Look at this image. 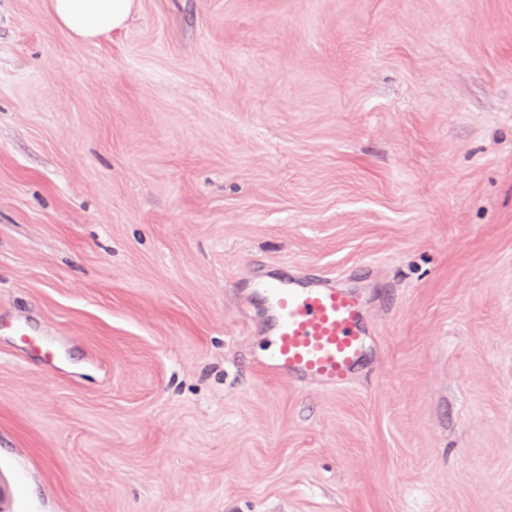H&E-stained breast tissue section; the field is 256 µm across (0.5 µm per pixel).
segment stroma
<instances>
[{"instance_id": "1", "label": "stroma", "mask_w": 512, "mask_h": 512, "mask_svg": "<svg viewBox=\"0 0 512 512\" xmlns=\"http://www.w3.org/2000/svg\"><path fill=\"white\" fill-rule=\"evenodd\" d=\"M0 512H512V0H0ZM138 5V0H49L54 23L83 41L121 31ZM260 288L273 336L263 369L298 382L344 386L365 356L367 329L357 296L292 275Z\"/></svg>"}]
</instances>
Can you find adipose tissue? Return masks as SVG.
<instances>
[{"instance_id":"adipose-tissue-1","label":"adipose tissue","mask_w":512,"mask_h":512,"mask_svg":"<svg viewBox=\"0 0 512 512\" xmlns=\"http://www.w3.org/2000/svg\"><path fill=\"white\" fill-rule=\"evenodd\" d=\"M137 7L138 0H49L54 23L83 41L121 31Z\"/></svg>"}]
</instances>
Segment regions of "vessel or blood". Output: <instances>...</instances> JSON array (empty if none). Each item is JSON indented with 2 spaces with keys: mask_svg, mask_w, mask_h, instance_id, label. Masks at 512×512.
<instances>
[{
  "mask_svg": "<svg viewBox=\"0 0 512 512\" xmlns=\"http://www.w3.org/2000/svg\"><path fill=\"white\" fill-rule=\"evenodd\" d=\"M273 346L263 369L339 388L365 356L367 329L354 294L285 276L264 284Z\"/></svg>",
  "mask_w": 512,
  "mask_h": 512,
  "instance_id": "obj_1",
  "label": "vessel or blood"
}]
</instances>
